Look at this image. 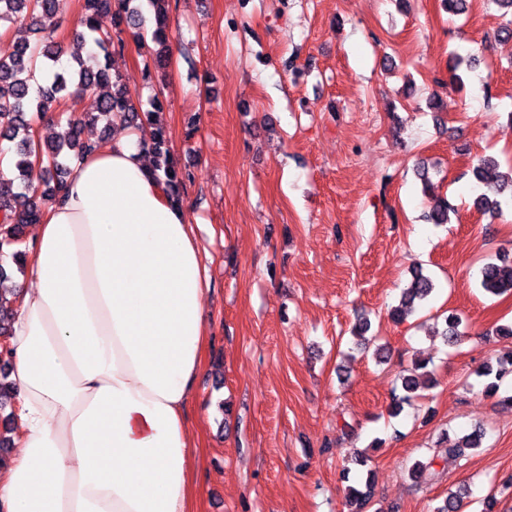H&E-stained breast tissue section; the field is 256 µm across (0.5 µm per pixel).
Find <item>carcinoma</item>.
I'll list each match as a JSON object with an SVG mask.
<instances>
[{
	"mask_svg": "<svg viewBox=\"0 0 512 512\" xmlns=\"http://www.w3.org/2000/svg\"><path fill=\"white\" fill-rule=\"evenodd\" d=\"M56 2L0 0V23L22 19L37 35L33 42L18 41L11 57L0 58V140L10 143L7 152L11 162L10 174L0 173V282L23 271L26 258L23 227L40 222L43 205L59 198L75 163L109 142V126L100 128L99 121L119 118L131 127L145 122L151 124L162 106L157 96L145 104L135 103L120 76L110 72L108 57L114 45L113 35L121 34L124 25H144L138 9L131 6V0H85L86 13L80 28L73 30L72 38L79 49L86 41H92L95 50L85 57L79 51L72 53V63L66 67L60 66L65 51L56 40L61 27L56 17ZM149 3L154 9V27L150 32L154 44L153 65L164 69L170 56L168 0H149ZM87 93L96 97L97 113L84 118L72 115L65 103L74 102ZM49 112L61 120L60 131L52 141L45 143L36 136V127ZM142 149L153 158L154 176L170 202L180 204L189 174L171 150L166 130L155 127ZM497 167L494 157L484 156L472 169L476 180L473 190L477 191L475 205L484 214H499L503 202L512 200V167L506 173L495 175L493 170ZM35 179L44 186L37 198L32 196ZM453 213L455 205L451 200L440 197L425 220L431 224H446ZM480 279L484 290L492 294L511 292L512 258L503 254L499 262L485 264L480 269ZM434 289L433 280L423 269H414L398 305L391 309V316L397 321L405 320ZM444 323L442 336L446 342L457 344L466 335L460 330L462 319L458 315L449 314ZM496 363L495 367L486 364L476 372L477 377L484 379L483 392L490 397L499 395L503 379L512 376V349L499 356ZM427 365V361L418 360L410 374L402 377V393L392 395L391 415H399L402 405L427 387ZM7 378L8 363L0 361V411L11 409L6 415L10 420L14 416L15 389ZM483 437L479 428L455 438L450 437L448 431H441L436 441L437 453L425 461H416L409 468V478L416 485L431 481L438 474V459L459 458L465 450L480 447ZM346 491L352 512H367L371 490L361 491L349 485ZM469 495L470 489L466 486L450 490L435 512H460Z\"/></svg>",
	"mask_w": 512,
	"mask_h": 512,
	"instance_id": "obj_1",
	"label": "carcinoma"
}]
</instances>
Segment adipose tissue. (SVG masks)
<instances>
[{
    "label": "adipose tissue",
    "mask_w": 512,
    "mask_h": 512,
    "mask_svg": "<svg viewBox=\"0 0 512 512\" xmlns=\"http://www.w3.org/2000/svg\"><path fill=\"white\" fill-rule=\"evenodd\" d=\"M117 126L45 206L8 341L17 452L5 512H194L186 423L207 291L185 206Z\"/></svg>",
    "instance_id": "obj_1"
}]
</instances>
